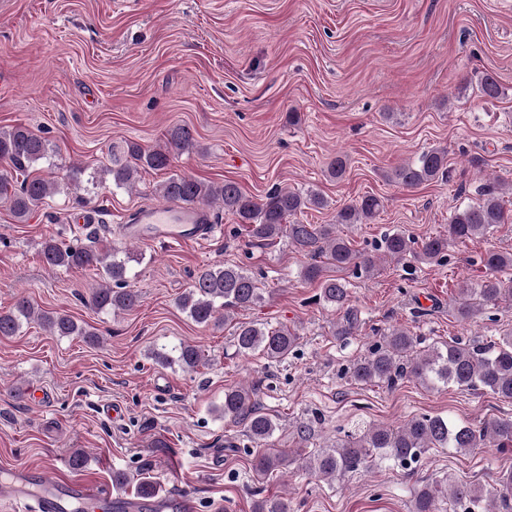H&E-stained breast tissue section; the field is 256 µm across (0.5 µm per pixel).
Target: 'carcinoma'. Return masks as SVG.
Wrapping results in <instances>:
<instances>
[{"instance_id":"obj_1","label":"carcinoma","mask_w":512,"mask_h":512,"mask_svg":"<svg viewBox=\"0 0 512 512\" xmlns=\"http://www.w3.org/2000/svg\"><path fill=\"white\" fill-rule=\"evenodd\" d=\"M478 88L487 100L501 95L498 80L488 73L480 77ZM194 147L193 132L185 126L173 128L162 145L144 148L129 141L126 159H112V182L120 188H131L139 171L167 170L176 155ZM50 157L47 140L28 128L15 126L0 131V161L6 164L0 172V203L7 205L21 222L58 190V184L50 177L30 175L35 163ZM447 163V151L431 148L396 167L390 179L403 187L414 188L446 176ZM158 195L166 201L187 206L218 204L246 226L254 241L268 244L285 235L295 251L314 257L322 255L328 263L341 270L349 269L358 278L373 276L377 262L383 258L399 259L409 253L427 263H441L446 260L452 244L478 243L497 225L512 222V214L506 212L500 199V188L488 187L481 201L454 212L444 233L417 242L403 231L388 232L373 255L352 249L347 239L336 234V225L366 224L375 219L383 203L374 195H365L342 208L336 214V223L319 225L297 221V215L304 210L325 205L324 198L312 190L276 187L265 198L257 200L246 195L233 180L214 184L172 174L158 186ZM41 255L43 262L52 268L97 271L101 287L93 291L91 305L99 311H127L141 301L140 294L127 286L128 260L116 252L102 253L50 238L42 244ZM483 263L486 269L483 279L458 288L455 310L464 322L474 320L484 305L512 301V285L501 277L502 273L512 270V252L489 251ZM301 276L307 281L319 282L318 301L340 308L347 304L346 282L324 277L321 265L307 264ZM261 301L262 289L247 269L216 266L195 277L189 290L180 297L179 306L193 321L208 326L221 312L227 319L229 311L249 309ZM24 320L39 324L55 336L92 335L67 315L35 310L26 297L18 299L12 310L0 312V335L16 334ZM357 326V314L349 309L337 323L336 335L350 336ZM234 343L241 355L258 352L266 360L278 362L296 347L298 336L283 326L270 328L263 323L241 322L235 329ZM416 343L417 337L410 331L392 329L383 343L350 365V378L361 384L393 386L407 377L428 387L452 384L461 390H486L504 400H512V332L496 341L482 343L458 339L420 354L414 353ZM151 355L164 365L176 364L185 371L195 369L202 359L198 346L184 342L155 348ZM223 412L226 418L244 422L251 443L265 448L254 459L257 475L266 476L287 465L288 452L268 448L276 424L262 412L253 387L224 391ZM490 445L502 450L512 447V416L471 424L423 415L397 428L371 427L344 443L307 456L300 453L298 457L301 469L334 481L379 462L411 470L433 448L466 452ZM448 501L458 512H512V472L486 488L452 481H428L415 489L411 512H444V503ZM252 512H291V505L286 497L259 496L253 502Z\"/></svg>"}]
</instances>
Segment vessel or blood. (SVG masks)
<instances>
[{
	"label": "vessel or blood",
	"mask_w": 512,
	"mask_h": 512,
	"mask_svg": "<svg viewBox=\"0 0 512 512\" xmlns=\"http://www.w3.org/2000/svg\"><path fill=\"white\" fill-rule=\"evenodd\" d=\"M212 231L208 210L177 206L145 208L139 212L136 223L124 228L127 239L169 246L204 240ZM33 480L32 473H15L9 482L0 485V497L18 502L28 500ZM74 505L80 512H111L112 498L86 483L61 480L38 507L40 512H69Z\"/></svg>",
	"instance_id": "vessel-or-blood-1"
}]
</instances>
